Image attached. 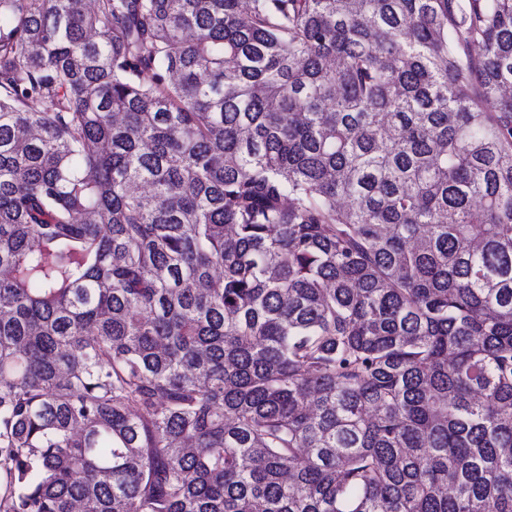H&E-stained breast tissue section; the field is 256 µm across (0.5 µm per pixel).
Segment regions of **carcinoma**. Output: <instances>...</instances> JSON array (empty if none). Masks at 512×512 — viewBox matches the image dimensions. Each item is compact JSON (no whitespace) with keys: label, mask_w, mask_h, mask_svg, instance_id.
<instances>
[{"label":"carcinoma","mask_w":512,"mask_h":512,"mask_svg":"<svg viewBox=\"0 0 512 512\" xmlns=\"http://www.w3.org/2000/svg\"><path fill=\"white\" fill-rule=\"evenodd\" d=\"M512 0H0V512H512Z\"/></svg>","instance_id":"obj_1"}]
</instances>
